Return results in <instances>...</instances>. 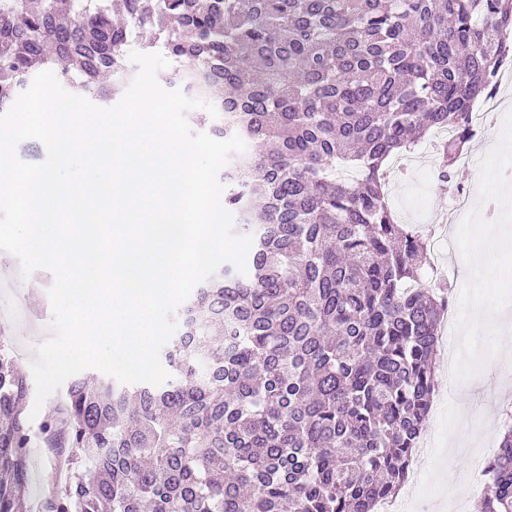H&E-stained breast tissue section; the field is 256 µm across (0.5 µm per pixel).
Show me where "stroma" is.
Segmentation results:
<instances>
[{"mask_svg": "<svg viewBox=\"0 0 512 512\" xmlns=\"http://www.w3.org/2000/svg\"><path fill=\"white\" fill-rule=\"evenodd\" d=\"M500 133V127L494 126L475 136L467 151L469 160L455 164L452 182L441 181L432 157L419 153L390 186L389 203L398 222L412 225L428 235L430 241L439 242L440 256L452 268L449 280L457 289L466 278L460 251L455 240L449 238L447 225L429 220L428 208L446 204L460 189H477L479 161L485 154V146L497 141ZM19 270L20 264L13 255L0 251V277L17 281L16 287L0 288V322L5 325V335L16 351L20 368L26 372L30 369L32 349L48 337L47 325L52 315L48 291L53 275L37 270L24 278ZM437 376L438 388L420 438L421 447L409 468L408 495L400 502L403 512H448L436 466L454 436L448 423L455 420L466 402L472 406L474 425L454 474L457 486L468 485L472 490H479L485 478L477 469L474 455L479 452L487 456L497 448L496 443L485 437L487 418L499 414L501 406L512 404V363L488 359L482 374L458 385L452 378L447 358L442 356L437 360Z\"/></svg>", "mask_w": 512, "mask_h": 512, "instance_id": "1", "label": "stroma"}]
</instances>
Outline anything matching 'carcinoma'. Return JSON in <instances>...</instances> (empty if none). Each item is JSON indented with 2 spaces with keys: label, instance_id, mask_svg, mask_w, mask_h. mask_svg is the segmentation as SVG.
Masks as SVG:
<instances>
[{
  "label": "carcinoma",
  "instance_id": "1",
  "mask_svg": "<svg viewBox=\"0 0 512 512\" xmlns=\"http://www.w3.org/2000/svg\"><path fill=\"white\" fill-rule=\"evenodd\" d=\"M0 0V112L32 76L107 100L128 54L189 72L247 151L224 173L245 275L224 266L179 312L172 379H82L38 437L68 452L41 512H375L408 478L436 391L450 289L424 286L428 242L396 222L384 166L453 129L439 178L474 137L470 111L512 61V0ZM29 384L0 339V512L30 490ZM477 512H512V412Z\"/></svg>",
  "mask_w": 512,
  "mask_h": 512
}]
</instances>
